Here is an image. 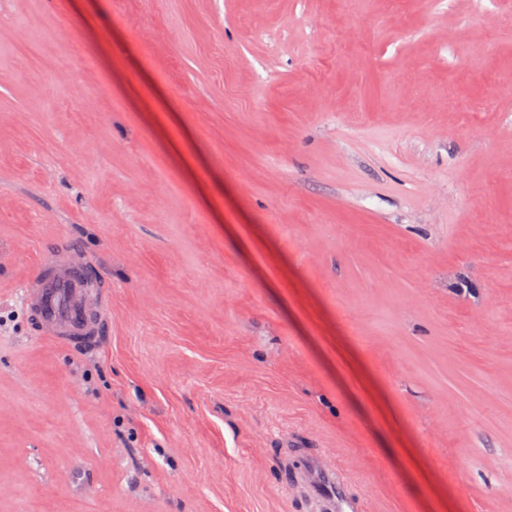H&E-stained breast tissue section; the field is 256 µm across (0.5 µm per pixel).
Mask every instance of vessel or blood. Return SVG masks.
<instances>
[{
  "instance_id": "b4317fda",
  "label": "vessel or blood",
  "mask_w": 512,
  "mask_h": 512,
  "mask_svg": "<svg viewBox=\"0 0 512 512\" xmlns=\"http://www.w3.org/2000/svg\"><path fill=\"white\" fill-rule=\"evenodd\" d=\"M77 250L66 245L49 253L48 271L27 288L31 315L50 339L74 345L99 335L104 312L96 310L88 319L84 311L88 297L74 287ZM297 478L309 485L325 512H361V502L352 496L338 470L325 459L308 458Z\"/></svg>"
}]
</instances>
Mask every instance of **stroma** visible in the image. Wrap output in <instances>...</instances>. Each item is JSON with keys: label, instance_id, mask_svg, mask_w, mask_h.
<instances>
[{"label": "stroma", "instance_id": "obj_1", "mask_svg": "<svg viewBox=\"0 0 512 512\" xmlns=\"http://www.w3.org/2000/svg\"><path fill=\"white\" fill-rule=\"evenodd\" d=\"M509 15L0 0V512H316L314 455L364 512H512ZM60 241L82 348L22 298Z\"/></svg>", "mask_w": 512, "mask_h": 512}]
</instances>
